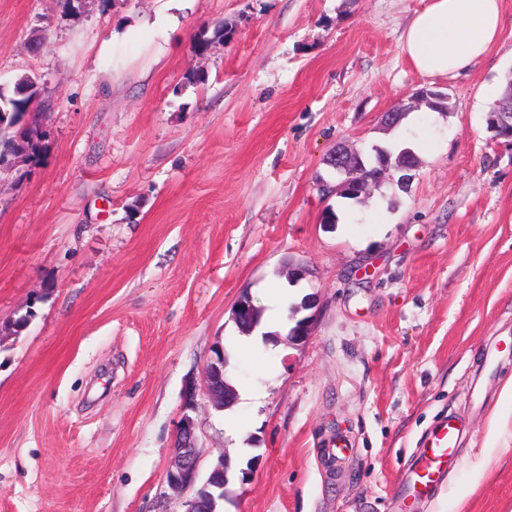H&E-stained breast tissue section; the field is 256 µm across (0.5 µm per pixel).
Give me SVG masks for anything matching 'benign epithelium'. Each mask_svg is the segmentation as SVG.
Listing matches in <instances>:
<instances>
[{
	"instance_id": "1",
	"label": "benign epithelium",
	"mask_w": 512,
	"mask_h": 512,
	"mask_svg": "<svg viewBox=\"0 0 512 512\" xmlns=\"http://www.w3.org/2000/svg\"><path fill=\"white\" fill-rule=\"evenodd\" d=\"M327 163L341 177L339 184L333 186L322 184L323 191L329 193L337 189L350 186L357 194H362L371 183L377 182V178L359 177L361 172L360 154L348 147H338L327 157ZM232 319L239 329L251 331L257 327L255 320V305L252 300L244 295L236 302L232 310ZM313 318L308 316L302 319L298 329L286 336V341L293 344L304 342L310 336ZM224 347L218 345L214 349V357L207 363L204 375L203 391L210 404L218 411L224 410V406L234 396V391L224 381ZM198 388L191 383L185 387L182 395V416L179 429L175 436L172 459L166 470L165 480L168 487L176 492L187 488H196L199 468V446L196 432L197 420L195 414L198 411ZM230 460L220 457L217 464L209 473L207 485L213 488L210 500H215V495L220 499H226V487L230 481Z\"/></svg>"
}]
</instances>
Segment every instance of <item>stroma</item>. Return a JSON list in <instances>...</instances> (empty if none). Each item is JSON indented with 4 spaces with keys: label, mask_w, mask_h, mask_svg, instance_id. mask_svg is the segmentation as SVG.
<instances>
[{
    "label": "stroma",
    "mask_w": 512,
    "mask_h": 512,
    "mask_svg": "<svg viewBox=\"0 0 512 512\" xmlns=\"http://www.w3.org/2000/svg\"><path fill=\"white\" fill-rule=\"evenodd\" d=\"M425 4L0 0V90L37 77L46 132L38 163L0 173V512H184L165 473L218 344L237 397L197 398L199 474L258 460L226 512H512V143L484 102L512 71V0L454 77L403 52ZM193 66L205 83L187 84ZM425 89L447 111L415 106ZM339 144L418 164L363 202L328 197ZM271 291L316 296L312 332L244 350L232 309ZM451 418L453 462L409 496Z\"/></svg>",
    "instance_id": "35a3bbf8"
}]
</instances>
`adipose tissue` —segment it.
I'll list each match as a JSON object with an SVG mask.
<instances>
[{"mask_svg": "<svg viewBox=\"0 0 512 512\" xmlns=\"http://www.w3.org/2000/svg\"><path fill=\"white\" fill-rule=\"evenodd\" d=\"M504 25L501 0H429L411 19L403 51L423 75H454L495 44Z\"/></svg>", "mask_w": 512, "mask_h": 512, "instance_id": "ef3b65f1", "label": "adipose tissue"}]
</instances>
